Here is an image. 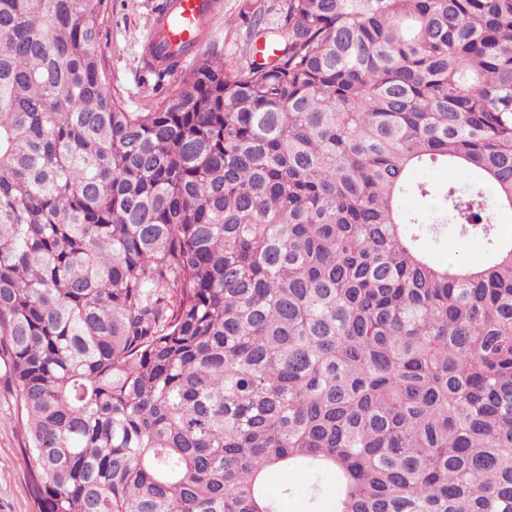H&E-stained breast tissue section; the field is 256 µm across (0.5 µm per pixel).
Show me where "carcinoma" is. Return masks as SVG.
<instances>
[{
  "instance_id": "obj_1",
  "label": "carcinoma",
  "mask_w": 512,
  "mask_h": 512,
  "mask_svg": "<svg viewBox=\"0 0 512 512\" xmlns=\"http://www.w3.org/2000/svg\"><path fill=\"white\" fill-rule=\"evenodd\" d=\"M108 6L0 0V377L38 512H276L275 469L314 505L332 477V512H512V0H286L249 18L273 58L208 50L149 112ZM449 224L488 259L437 261Z\"/></svg>"
}]
</instances>
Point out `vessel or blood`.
<instances>
[{
	"label": "vessel or blood",
	"mask_w": 512,
	"mask_h": 512,
	"mask_svg": "<svg viewBox=\"0 0 512 512\" xmlns=\"http://www.w3.org/2000/svg\"><path fill=\"white\" fill-rule=\"evenodd\" d=\"M222 8V0H161L149 30L164 32L173 42L187 45L186 57L193 60L209 35L208 20Z\"/></svg>",
	"instance_id": "vessel-or-blood-1"
}]
</instances>
